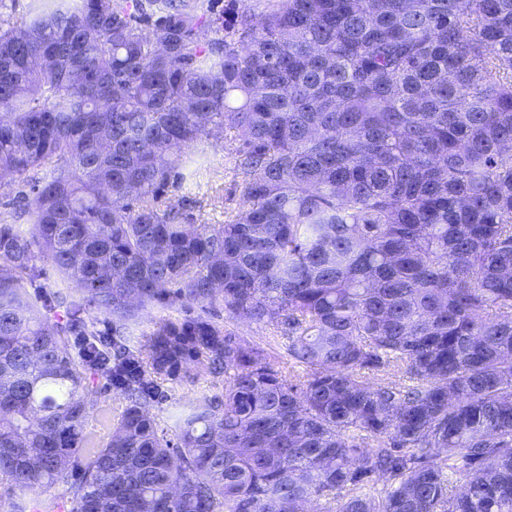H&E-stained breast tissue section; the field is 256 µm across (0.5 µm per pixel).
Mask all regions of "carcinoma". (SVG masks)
<instances>
[{
	"instance_id": "cac0c4a2",
	"label": "carcinoma",
	"mask_w": 512,
	"mask_h": 512,
	"mask_svg": "<svg viewBox=\"0 0 512 512\" xmlns=\"http://www.w3.org/2000/svg\"><path fill=\"white\" fill-rule=\"evenodd\" d=\"M211 2L0 0V170L40 174L0 222V479L80 458L71 512H512V0ZM227 129L246 207L190 224L163 193ZM41 257L87 294L65 322ZM216 301L287 355L203 315L127 344ZM187 362L224 393L173 441ZM98 375L125 407L89 448ZM37 265L41 268L40 276L28 284L27 291L32 300L40 307L51 308L55 319L66 320L64 308L55 306V299L58 293H71L77 297H82V293L76 288H66L58 279L55 270L49 263L38 261ZM188 311V312H187ZM198 314L210 317L216 323L223 325L224 328L239 336L247 337L248 339L260 344L269 352L284 353L286 341L283 339L274 340L271 336L272 330L269 327L249 323L244 320L229 321L224 319V306L222 303H217L214 306H207L206 309L199 305L182 306L176 303L168 306H155L145 312L144 315L131 322L128 327V337L131 343H136L140 340L143 331L150 326V320L153 317L169 316L171 318H182L186 315L196 316ZM172 387L169 402L152 410L156 415L157 422L162 428L168 429L172 434L173 427L171 414L178 405H185L195 399L202 392L222 393L224 392V378H213L202 373L197 367L189 365L182 369L181 379L174 384L167 383ZM172 430V431H171ZM173 435V434H172Z\"/></svg>"
}]
</instances>
